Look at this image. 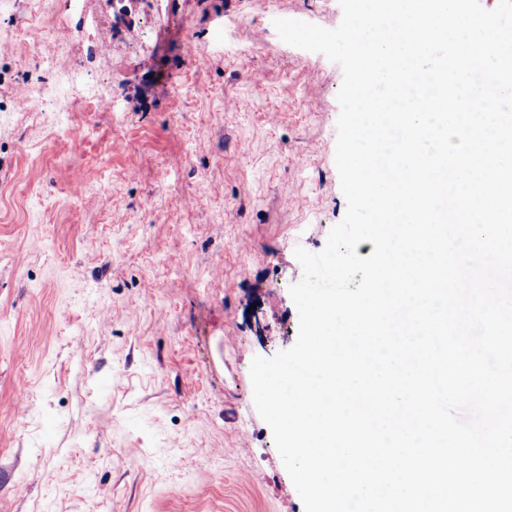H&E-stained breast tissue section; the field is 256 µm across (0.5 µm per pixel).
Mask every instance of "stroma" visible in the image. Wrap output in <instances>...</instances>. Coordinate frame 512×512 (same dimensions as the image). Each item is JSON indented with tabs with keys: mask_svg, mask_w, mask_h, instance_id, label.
<instances>
[{
	"mask_svg": "<svg viewBox=\"0 0 512 512\" xmlns=\"http://www.w3.org/2000/svg\"><path fill=\"white\" fill-rule=\"evenodd\" d=\"M129 10L119 33L112 0H0V512H305L250 365L294 345V251L347 210L343 71L273 22L342 8ZM76 60L112 111L15 110Z\"/></svg>",
	"mask_w": 512,
	"mask_h": 512,
	"instance_id": "1",
	"label": "stroma"
}]
</instances>
